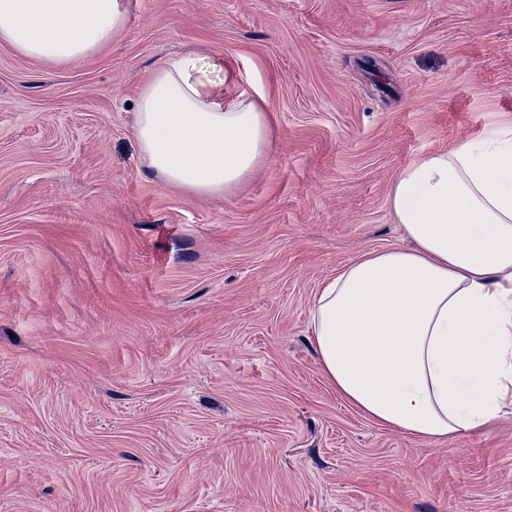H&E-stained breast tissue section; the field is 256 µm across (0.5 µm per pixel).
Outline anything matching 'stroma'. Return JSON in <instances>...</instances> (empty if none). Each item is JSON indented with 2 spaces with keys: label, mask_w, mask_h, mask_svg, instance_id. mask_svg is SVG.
<instances>
[{
  "label": "stroma",
  "mask_w": 512,
  "mask_h": 512,
  "mask_svg": "<svg viewBox=\"0 0 512 512\" xmlns=\"http://www.w3.org/2000/svg\"><path fill=\"white\" fill-rule=\"evenodd\" d=\"M128 9L68 66L0 43V512H512V419L377 426L310 331L342 267L405 247L401 170L512 125V0ZM185 52L270 116L223 198L139 159V92Z\"/></svg>",
  "instance_id": "35a3bbf8"
}]
</instances>
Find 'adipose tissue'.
<instances>
[{
  "label": "adipose tissue",
  "mask_w": 512,
  "mask_h": 512,
  "mask_svg": "<svg viewBox=\"0 0 512 512\" xmlns=\"http://www.w3.org/2000/svg\"><path fill=\"white\" fill-rule=\"evenodd\" d=\"M126 22V0H0V42L53 65L87 58ZM238 82L228 62L161 61L136 108L148 169L192 197H224L250 179L269 157L270 122ZM389 202L409 247L359 256L313 304L329 382L414 438L512 415V128L415 159Z\"/></svg>",
  "instance_id": "obj_1"
}]
</instances>
